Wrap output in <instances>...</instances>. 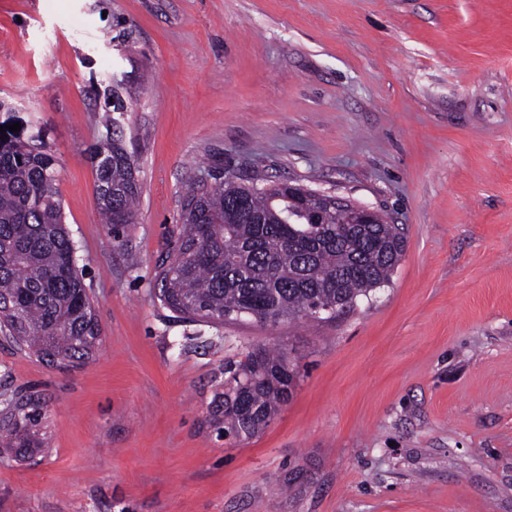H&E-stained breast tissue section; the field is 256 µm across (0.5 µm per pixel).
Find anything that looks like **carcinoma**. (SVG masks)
<instances>
[{"instance_id": "obj_1", "label": "carcinoma", "mask_w": 512, "mask_h": 512, "mask_svg": "<svg viewBox=\"0 0 512 512\" xmlns=\"http://www.w3.org/2000/svg\"><path fill=\"white\" fill-rule=\"evenodd\" d=\"M0 132V331L48 364L90 360L101 330L64 224L57 159L25 136ZM92 162L100 213L109 231L135 223L142 183L138 159L120 127L95 147ZM320 210L321 224L307 213ZM350 205L329 194L276 182L211 191L188 189L174 252L156 266L157 299L189 323H222L264 309L278 322L316 319L354 307L389 281L404 253V235L380 214L356 223ZM214 416L224 435H250L288 403L297 371L280 350L254 349L227 369ZM39 404L27 399L5 413L0 443L20 456L39 448Z\"/></svg>"}]
</instances>
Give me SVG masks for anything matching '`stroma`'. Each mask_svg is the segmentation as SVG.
<instances>
[{"instance_id": "35a3bbf8", "label": "stroma", "mask_w": 512, "mask_h": 512, "mask_svg": "<svg viewBox=\"0 0 512 512\" xmlns=\"http://www.w3.org/2000/svg\"><path fill=\"white\" fill-rule=\"evenodd\" d=\"M140 165L100 221L104 109ZM0 100L57 161L101 327L52 366L0 338V512H512V0H0ZM288 181L399 225L388 283L326 321L189 324L161 306L189 183ZM282 349L297 386L252 436L227 365ZM41 419V408L32 399L17 402L12 409L6 411L4 420H1V432L3 430L6 435L2 440L1 434L0 443L4 444V448H18L17 453L25 457L27 448L42 447V442L37 437V427Z\"/></svg>"}]
</instances>
